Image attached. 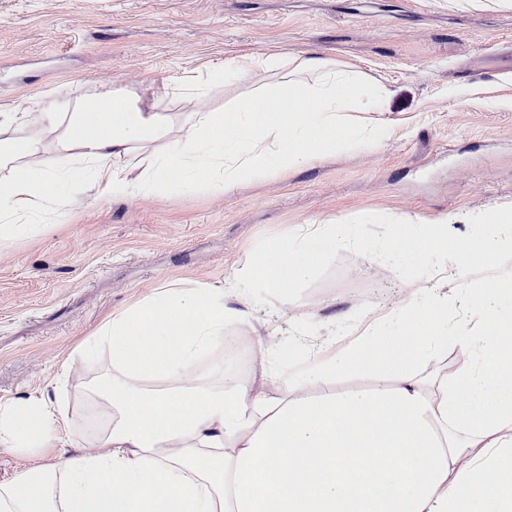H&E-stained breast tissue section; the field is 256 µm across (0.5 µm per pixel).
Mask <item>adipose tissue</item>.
<instances>
[{
  "label": "adipose tissue",
  "mask_w": 512,
  "mask_h": 512,
  "mask_svg": "<svg viewBox=\"0 0 512 512\" xmlns=\"http://www.w3.org/2000/svg\"><path fill=\"white\" fill-rule=\"evenodd\" d=\"M256 71L277 86L220 111L196 108ZM174 95L183 111L138 93L79 96L45 107L33 131L1 113L0 241L33 228L77 169L115 197L174 172L228 194L320 161L335 152L346 113L380 111L387 91L309 52L232 60L205 80L184 77ZM299 100L307 111L296 112ZM51 152L59 163L49 169ZM136 154L147 166L131 179L120 162ZM335 242L332 224L309 238L286 231L231 289L164 288L98 329L84 351L112 352L99 452L59 455L63 411L40 398L0 400V450L57 455L0 482V512H512V320L492 300L459 296L478 304L484 329L459 341L472 362L453 371L439 354L448 302L412 288L405 332L328 358L325 342L312 344L314 367L278 381L275 395L226 378V329L248 320L227 305L229 290L270 294L302 281ZM205 359L210 370L198 374ZM346 370L374 374L376 387L336 391Z\"/></svg>",
  "instance_id": "obj_1"
}]
</instances>
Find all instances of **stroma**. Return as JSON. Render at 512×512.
<instances>
[{
    "label": "stroma",
    "mask_w": 512,
    "mask_h": 512,
    "mask_svg": "<svg viewBox=\"0 0 512 512\" xmlns=\"http://www.w3.org/2000/svg\"><path fill=\"white\" fill-rule=\"evenodd\" d=\"M315 51L387 91L378 147L336 151L230 194L166 186L115 198L61 193L43 223L0 245V399L37 396L68 416V447L89 445L85 419L112 362L80 347L113 313L165 287L228 285L285 229L312 232L363 214L452 220L512 205V10L486 0H0V113L36 129L42 100L141 92L172 112L173 87L224 62ZM407 282L343 250L293 303L230 327L244 341V382L273 390L260 339L278 334L293 369L300 343L336 346L387 321L404 327Z\"/></svg>",
    "instance_id": "stroma-1"
}]
</instances>
